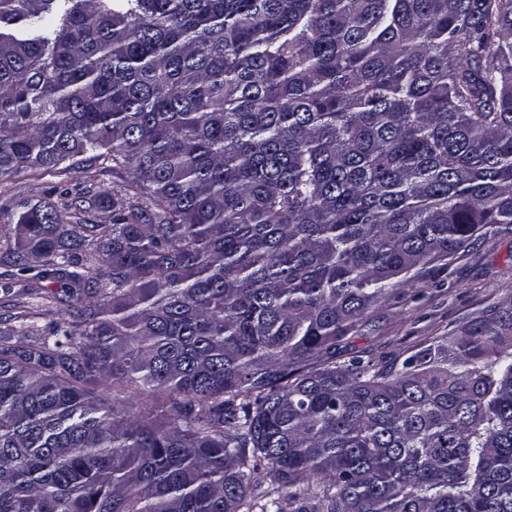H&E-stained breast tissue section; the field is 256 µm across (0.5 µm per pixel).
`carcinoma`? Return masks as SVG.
I'll return each mask as SVG.
<instances>
[{
  "instance_id": "cac0c4a2",
  "label": "carcinoma",
  "mask_w": 512,
  "mask_h": 512,
  "mask_svg": "<svg viewBox=\"0 0 512 512\" xmlns=\"http://www.w3.org/2000/svg\"><path fill=\"white\" fill-rule=\"evenodd\" d=\"M99 160L14 226L72 320L0 333V512H512V302L336 361L512 226V0H0V175Z\"/></svg>"
}]
</instances>
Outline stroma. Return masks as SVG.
I'll return each mask as SVG.
<instances>
[{
  "instance_id": "stroma-1",
  "label": "stroma",
  "mask_w": 512,
  "mask_h": 512,
  "mask_svg": "<svg viewBox=\"0 0 512 512\" xmlns=\"http://www.w3.org/2000/svg\"><path fill=\"white\" fill-rule=\"evenodd\" d=\"M132 180L127 169L96 165L67 176L21 172L0 178V329L29 324L45 328L68 317L61 300L37 298V269L18 270L14 225L22 204L63 203L88 184L104 191L101 207L82 213L87 224L112 220V197ZM512 297V234L488 235L457 257L435 263L421 280L404 287L377 309L349 340L348 350L375 362L408 355L477 315Z\"/></svg>"
}]
</instances>
